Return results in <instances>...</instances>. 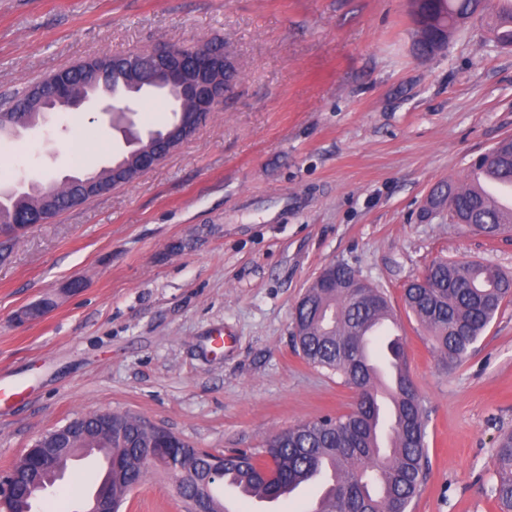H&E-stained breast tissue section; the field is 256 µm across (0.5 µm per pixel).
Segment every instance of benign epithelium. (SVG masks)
Returning <instances> with one entry per match:
<instances>
[{"label": "benign epithelium", "instance_id": "7a95c632", "mask_svg": "<svg viewBox=\"0 0 512 512\" xmlns=\"http://www.w3.org/2000/svg\"><path fill=\"white\" fill-rule=\"evenodd\" d=\"M238 68L232 54L224 48L199 45L189 50L181 46L162 43L152 49L150 76L143 74L142 63L133 53L112 55V74L120 83L121 92L110 100L91 98L85 92H76L63 79L51 78L53 104L57 111H75L91 108L109 118L112 128L120 132L126 151L119 162L112 163V179L89 180L85 177L65 176L63 184L81 183L82 194L73 198L71 204L79 206L108 190L126 184L140 174L155 167L173 153L184 141L194 135L209 114L216 111L233 90ZM146 91H163L171 96L177 120L165 133L162 140L153 144L148 136L133 131L136 103L140 94ZM39 186L35 179L22 180L6 193L0 191V202L8 203L12 198L23 195ZM54 218L53 199L43 196L41 204L31 211L28 224H47ZM68 435V426L58 427L41 435L31 448L23 454L19 464L26 463L32 452L47 443H54ZM148 467L164 469L175 484L177 496L182 497L180 488V466L178 458L169 454L164 458L147 449L143 453ZM208 484L202 483L191 497L184 498L187 512H209ZM14 489L11 473L0 476V509L12 512L10 504Z\"/></svg>", "mask_w": 512, "mask_h": 512}]
</instances>
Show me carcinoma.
I'll use <instances>...</instances> for the list:
<instances>
[{
  "instance_id": "1",
  "label": "carcinoma",
  "mask_w": 512,
  "mask_h": 512,
  "mask_svg": "<svg viewBox=\"0 0 512 512\" xmlns=\"http://www.w3.org/2000/svg\"><path fill=\"white\" fill-rule=\"evenodd\" d=\"M438 27L443 48L462 25L483 18L488 0H420L409 6ZM491 41L512 46V0H496L487 22ZM71 84L91 87L94 95L112 97V73L88 76L81 64L68 67ZM24 92L0 104V136H15L16 106L28 99ZM477 167L512 182V136L498 141L479 158ZM43 192L55 196L57 212L69 209L70 187L43 185ZM447 197L448 222L465 224L490 238L512 233V219L504 221L481 188L468 184L458 188L448 182L432 191ZM37 199H20L14 212H0V258L11 253L19 240L17 222ZM329 284L313 283L300 298L292 316L293 339L310 364L326 368L357 391L352 410L336 418L321 417L272 435L263 448L269 461L261 463L256 454L244 449L224 454V475L209 483L213 489L228 482L268 499L283 498L285 490L306 485L332 463L335 477L322 492L325 506L319 512H412L425 480L427 465V414L423 399L409 371L405 370L392 389L398 412L389 427L391 452L381 454L375 446L377 386L365 361L363 348L369 343L383 352L391 349L407 365L402 342L386 343L383 336L365 337L364 331L379 318L393 315L385 293L379 288L360 286L359 274L343 263L324 268ZM512 301V276L479 261L432 262V274L423 285L409 283L403 289L405 307L430 334L431 348L444 368L457 366L474 348L500 307ZM158 428L127 412L112 413V447L101 448L105 457L125 463L124 477L112 480V503L122 506L128 498L127 484H141L148 469L135 463L140 448L158 447ZM181 472L192 479L205 470L206 453L185 445L174 449ZM67 458L53 457L39 469H21V483L38 485L56 467L67 470ZM494 484L491 492L500 512H512V432L501 435L493 452Z\"/></svg>"
}]
</instances>
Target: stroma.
Wrapping results in <instances>:
<instances>
[{"label": "stroma", "mask_w": 512, "mask_h": 512, "mask_svg": "<svg viewBox=\"0 0 512 512\" xmlns=\"http://www.w3.org/2000/svg\"><path fill=\"white\" fill-rule=\"evenodd\" d=\"M413 41L406 0H0V100L159 42L223 45L240 73L165 160L35 225L0 260V375L30 387L0 409V472L94 411L212 453L258 451L349 412L351 389L292 343L297 301L340 262L386 292L428 413L414 512H498L491 455L512 432V303L446 370L401 295L438 258L512 274V238L423 214L434 186L465 185L472 160L512 134V48L480 22L427 58ZM122 148L97 114L56 112L0 140V183L78 175ZM43 298L52 311L18 321ZM224 332L231 344L216 346ZM123 512H180L172 480L150 472Z\"/></svg>", "instance_id": "obj_1"}]
</instances>
